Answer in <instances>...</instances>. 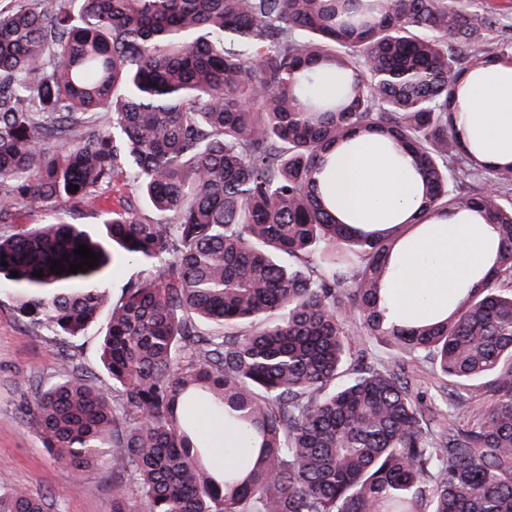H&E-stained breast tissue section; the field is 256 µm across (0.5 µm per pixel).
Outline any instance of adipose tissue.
<instances>
[{
	"label": "adipose tissue",
	"instance_id": "obj_1",
	"mask_svg": "<svg viewBox=\"0 0 512 512\" xmlns=\"http://www.w3.org/2000/svg\"><path fill=\"white\" fill-rule=\"evenodd\" d=\"M471 107L462 113L460 137L480 142L491 165L512 161V63L496 61L467 78ZM336 209L360 224L412 219L418 184L410 163L372 139L337 154L332 173ZM495 233L478 215L449 216L430 232H417L392 262L391 287L399 314L430 316L446 308L455 288L494 263Z\"/></svg>",
	"mask_w": 512,
	"mask_h": 512
}]
</instances>
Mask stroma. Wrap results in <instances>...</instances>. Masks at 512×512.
Returning a JSON list of instances; mask_svg holds the SVG:
<instances>
[{"mask_svg":"<svg viewBox=\"0 0 512 512\" xmlns=\"http://www.w3.org/2000/svg\"><path fill=\"white\" fill-rule=\"evenodd\" d=\"M64 362L49 331L19 320L8 293H0V472L16 491L41 497L46 512H111L112 463L72 477L44 447L23 404L37 387L53 383ZM82 489L70 492L72 480Z\"/></svg>","mask_w":512,"mask_h":512,"instance_id":"35a3bbf8","label":"stroma"}]
</instances>
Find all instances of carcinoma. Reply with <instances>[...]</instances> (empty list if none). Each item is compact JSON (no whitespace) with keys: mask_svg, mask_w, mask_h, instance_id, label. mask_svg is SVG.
Returning a JSON list of instances; mask_svg holds the SVG:
<instances>
[{"mask_svg":"<svg viewBox=\"0 0 512 512\" xmlns=\"http://www.w3.org/2000/svg\"><path fill=\"white\" fill-rule=\"evenodd\" d=\"M496 24L472 0L0 7V224L72 204L0 234V287L63 346L105 319L103 378L68 360L24 411L63 469L112 456L111 512H512V162L456 135L465 77L512 61ZM369 135L410 158V222L346 223L321 190L330 151ZM120 174L150 211L79 228ZM464 212L496 230L494 265L397 316L404 234ZM80 245L99 262L73 274ZM128 262L146 274L114 299ZM372 340L430 365L456 417L365 362ZM200 402L248 448L220 473ZM0 512L45 503L1 476ZM71 208V203L66 199L58 200L54 207L45 208H20L16 212L13 224H0L1 234L9 233L8 230L17 224H42L55 213H65ZM143 270L144 267L130 262L129 264L124 265L119 272L111 277H108L105 283V287L110 290L114 298H118L121 296L127 281L130 278L143 275L145 273Z\"/></svg>","mask_w":512,"mask_h":512,"instance_id":"1","label":"carcinoma"}]
</instances>
